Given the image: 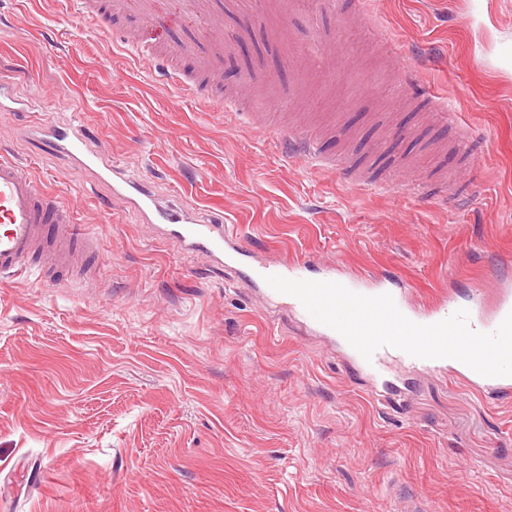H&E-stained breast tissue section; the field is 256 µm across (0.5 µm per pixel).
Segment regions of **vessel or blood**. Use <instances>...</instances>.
Wrapping results in <instances>:
<instances>
[{
  "instance_id": "vessel-or-blood-1",
  "label": "vessel or blood",
  "mask_w": 512,
  "mask_h": 512,
  "mask_svg": "<svg viewBox=\"0 0 512 512\" xmlns=\"http://www.w3.org/2000/svg\"><path fill=\"white\" fill-rule=\"evenodd\" d=\"M160 0H78L79 12L85 22L112 37L114 45L133 52L158 73L162 85L181 97H192L195 103L210 112H222L243 118L256 129L265 131V117L248 112L238 93L223 88L224 70L237 66V46L250 37L254 18L276 13V0H176L177 13L166 25L154 27ZM427 66L425 57L411 59L403 71L404 86L418 100L432 101L430 120L438 128H453L458 144L473 137L471 128L463 124L457 113L433 102L432 94L420 80ZM239 69L243 89L260 93L269 109L300 98L297 84L276 85L263 62ZM46 130L56 152L82 167L99 168L112 176V166L92 150L83 131L76 127L47 124ZM284 158L308 159L320 166H331L330 158L319 152L317 138L302 123L295 121L281 141ZM114 197L123 199L146 216L149 223L165 224L171 234L191 250H198L226 262H238L243 249L224 228L222 222L209 218L187 223L177 209L161 204L141 182L122 178L112 184ZM73 204L32 175L29 168L9 158H0V273L23 274L32 260H39L45 273L69 268V248L78 245L93 247L94 241L76 222ZM301 259L271 262L253 267L250 278L264 284L267 276L278 275L291 280L305 277ZM326 281H342L349 290L368 296L392 295L400 312L411 321L428 325L442 321L457 311L456 303H444L420 311L410 307L400 292L394 291L390 279L380 275L338 278L335 272L324 275ZM468 324L472 330L491 333L512 313V292L499 291L491 309L472 305L468 308ZM352 358L360 368L383 374L389 364L443 367L440 359L422 360L391 348L378 349L371 360L360 353ZM453 370L466 387L478 392L487 387L499 390L512 388V377H485L460 361H452Z\"/></svg>"
}]
</instances>
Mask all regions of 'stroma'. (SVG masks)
<instances>
[{
  "label": "stroma",
  "mask_w": 512,
  "mask_h": 512,
  "mask_svg": "<svg viewBox=\"0 0 512 512\" xmlns=\"http://www.w3.org/2000/svg\"><path fill=\"white\" fill-rule=\"evenodd\" d=\"M76 0H0V153L75 204L93 274L0 276V512H512V394L418 367L386 383L248 267L303 259L309 277L397 276L406 302L490 306L512 290V0H376L394 61L367 27L329 16L331 50L294 61L264 29L238 49L297 112L335 116L322 149L392 188L285 161L252 131L179 98L85 23ZM475 132L472 156L410 100L401 64ZM93 146L162 199L223 217L249 255L192 253L67 163L42 122ZM480 181L424 203L409 185Z\"/></svg>",
  "instance_id": "obj_1"
}]
</instances>
